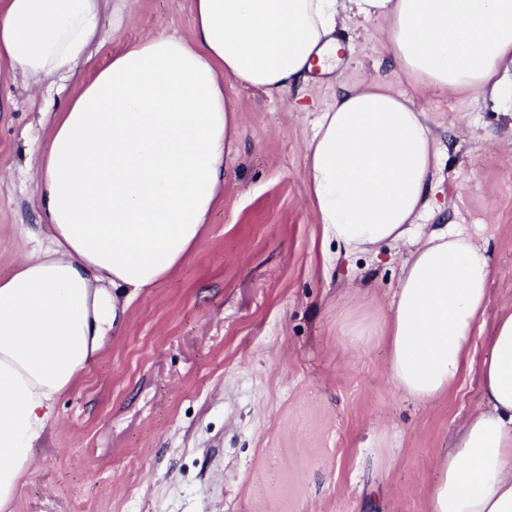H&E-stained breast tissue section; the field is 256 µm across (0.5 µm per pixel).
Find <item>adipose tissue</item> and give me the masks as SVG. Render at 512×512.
I'll return each instance as SVG.
<instances>
[{
	"instance_id": "adipose-tissue-1",
	"label": "adipose tissue",
	"mask_w": 512,
	"mask_h": 512,
	"mask_svg": "<svg viewBox=\"0 0 512 512\" xmlns=\"http://www.w3.org/2000/svg\"><path fill=\"white\" fill-rule=\"evenodd\" d=\"M137 0H0V63L33 89L72 76L120 35ZM193 37L126 45L53 121L35 174V248L0 278V512H10L61 393L89 369L131 300L181 265L224 194L238 136L228 89L288 93L331 73L348 23L383 25L407 77L499 87L512 0H192ZM440 148L424 110L375 75L341 88L305 148L310 199L350 257L411 245L393 316L374 334L395 386L420 403L473 363L491 266L471 234L425 230ZM482 404L440 458L428 512H512V312L481 366Z\"/></svg>"
}]
</instances>
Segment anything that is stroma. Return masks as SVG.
Here are the masks:
<instances>
[{"label":"stroma","mask_w":512,"mask_h":512,"mask_svg":"<svg viewBox=\"0 0 512 512\" xmlns=\"http://www.w3.org/2000/svg\"><path fill=\"white\" fill-rule=\"evenodd\" d=\"M63 89L32 95L0 66V278L34 246L32 174L61 111L121 44L192 35L191 0H139ZM332 77L288 95L233 88L238 153L190 258L133 299L93 365L62 394L12 512H427L436 464L481 402V362L512 311V67L498 91L444 93L383 61L374 21ZM380 72L424 109L442 152L421 221L484 243L490 303L471 369L415 403L360 327L393 312L407 247L337 257L312 208L305 144L342 85ZM389 459L377 468L378 459Z\"/></svg>","instance_id":"1"}]
</instances>
